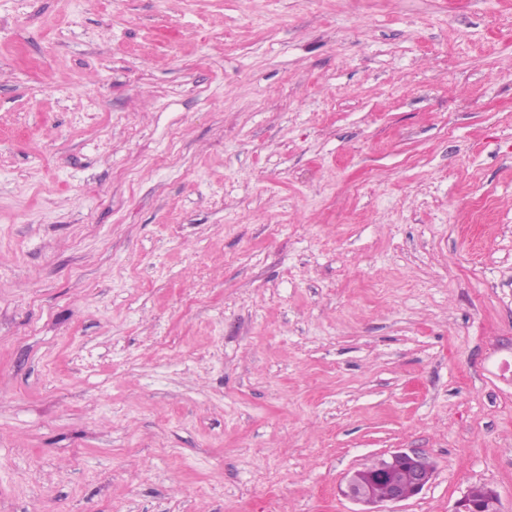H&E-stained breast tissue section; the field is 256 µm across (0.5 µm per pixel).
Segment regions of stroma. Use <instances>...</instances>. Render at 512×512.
I'll use <instances>...</instances> for the list:
<instances>
[{
  "instance_id": "1",
  "label": "stroma",
  "mask_w": 512,
  "mask_h": 512,
  "mask_svg": "<svg viewBox=\"0 0 512 512\" xmlns=\"http://www.w3.org/2000/svg\"><path fill=\"white\" fill-rule=\"evenodd\" d=\"M512 512V0H0V512ZM428 463L429 459L420 452L396 451L371 467L353 472L346 479L345 488L341 492L345 497L365 507L359 512H384L380 507L385 503L407 500L420 494L429 485L433 471ZM404 468L410 470L412 493L405 492L399 478V473ZM382 490L385 491V495L381 494ZM489 489L490 488L487 486H473L468 490V494L477 504L483 505L486 510H490L494 509V505H489L490 501L487 498ZM477 504L473 503L466 494H464L458 500L454 512H485V510Z\"/></svg>"
}]
</instances>
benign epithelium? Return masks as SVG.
<instances>
[{
  "mask_svg": "<svg viewBox=\"0 0 512 512\" xmlns=\"http://www.w3.org/2000/svg\"><path fill=\"white\" fill-rule=\"evenodd\" d=\"M429 459L417 451H396L378 466L357 470L342 494L363 506L359 512H383L381 506L420 494L431 482Z\"/></svg>",
  "mask_w": 512,
  "mask_h": 512,
  "instance_id": "obj_1",
  "label": "benign epithelium"
}]
</instances>
